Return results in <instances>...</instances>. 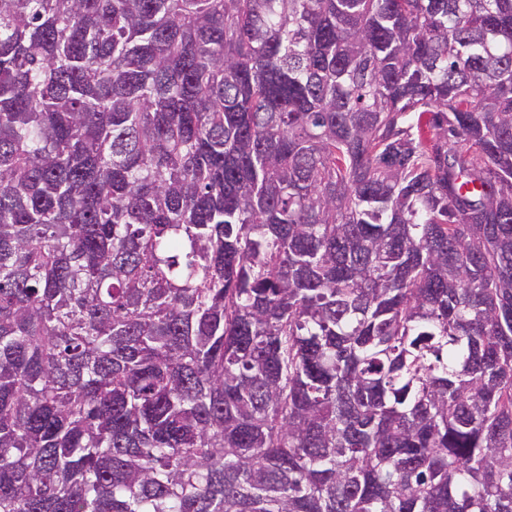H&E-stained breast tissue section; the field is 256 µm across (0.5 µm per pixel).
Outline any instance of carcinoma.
Wrapping results in <instances>:
<instances>
[{"mask_svg":"<svg viewBox=\"0 0 512 512\" xmlns=\"http://www.w3.org/2000/svg\"><path fill=\"white\" fill-rule=\"evenodd\" d=\"M0 512H512V0H0Z\"/></svg>","mask_w":512,"mask_h":512,"instance_id":"cac0c4a2","label":"carcinoma"}]
</instances>
